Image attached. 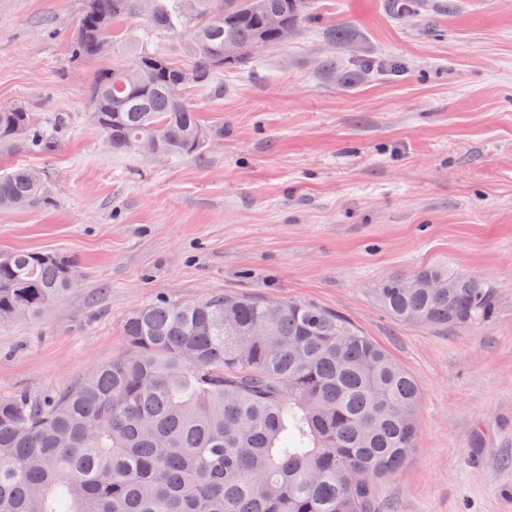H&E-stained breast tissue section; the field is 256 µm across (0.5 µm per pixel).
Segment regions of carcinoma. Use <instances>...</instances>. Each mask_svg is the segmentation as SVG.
<instances>
[{"label":"carcinoma","instance_id":"cac0c4a2","mask_svg":"<svg viewBox=\"0 0 512 512\" xmlns=\"http://www.w3.org/2000/svg\"><path fill=\"white\" fill-rule=\"evenodd\" d=\"M85 0L75 62L127 52L123 22L156 37L191 33L197 85L246 67L224 43L274 48L304 20L303 0ZM276 16L282 24H269ZM140 44L128 67L94 74L90 121L116 152L157 142L162 160L204 153V125L169 94L187 67ZM54 126L0 106V150L49 152ZM48 201L44 174H0V208ZM68 256H0V322L35 319L74 285ZM374 294L394 320L455 331L491 320L492 286L428 265ZM126 349L42 397H0V512H372L377 481L414 449V377L347 317L313 302L214 294L128 314Z\"/></svg>","mask_w":512,"mask_h":512}]
</instances>
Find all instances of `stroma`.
<instances>
[{
    "mask_svg": "<svg viewBox=\"0 0 512 512\" xmlns=\"http://www.w3.org/2000/svg\"><path fill=\"white\" fill-rule=\"evenodd\" d=\"M83 0H0V105L65 122L48 204L0 210V252L74 258L36 320L0 325V396H41L125 349L134 308L262 294L335 310L417 380L415 448L375 512H512V0H307L279 48L189 98L224 138L204 155L116 154L87 118L98 70L71 64ZM443 264L482 277L495 316L404 325L385 279Z\"/></svg>",
    "mask_w": 512,
    "mask_h": 512,
    "instance_id": "35a3bbf8",
    "label": "stroma"
}]
</instances>
